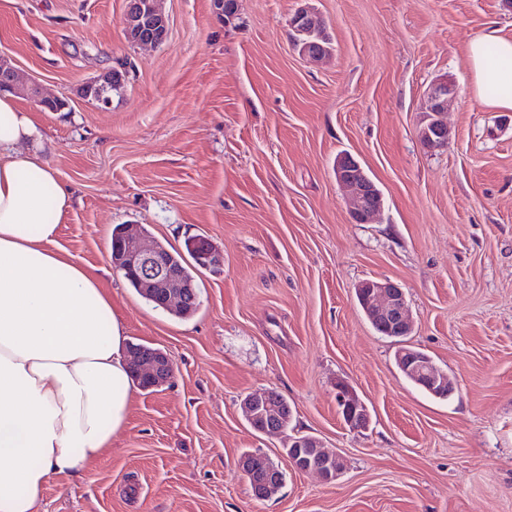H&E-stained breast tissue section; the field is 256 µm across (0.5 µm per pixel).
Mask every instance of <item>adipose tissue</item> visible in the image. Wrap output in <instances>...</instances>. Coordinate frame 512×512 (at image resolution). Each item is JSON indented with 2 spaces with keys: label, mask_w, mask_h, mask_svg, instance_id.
Instances as JSON below:
<instances>
[{
  "label": "adipose tissue",
  "mask_w": 512,
  "mask_h": 512,
  "mask_svg": "<svg viewBox=\"0 0 512 512\" xmlns=\"http://www.w3.org/2000/svg\"><path fill=\"white\" fill-rule=\"evenodd\" d=\"M476 94L512 110V37L469 41ZM39 133L0 94V512H41L55 474L110 448L137 384L123 322L57 240L72 190L35 152Z\"/></svg>",
  "instance_id": "1"
}]
</instances>
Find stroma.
I'll list each match as a JSON object with an SVG mask.
<instances>
[{"instance_id": "35a3bbf8", "label": "stroma", "mask_w": 512, "mask_h": 512, "mask_svg": "<svg viewBox=\"0 0 512 512\" xmlns=\"http://www.w3.org/2000/svg\"><path fill=\"white\" fill-rule=\"evenodd\" d=\"M167 40L124 35V0H0V55L20 84L68 100L17 102L41 157L73 191L58 241L92 269L127 341L169 354L173 378L134 393L122 431L76 473L52 476L43 512H512V113L473 91L467 44L512 34L505 0H161ZM325 22L329 58L292 47L289 19ZM129 77L102 110L84 82ZM457 96L446 147L420 139L438 79ZM354 157L383 208L352 223L334 177ZM184 249L201 235L224 256L200 270L185 320L112 269L116 226ZM405 291L413 331L378 334L356 285ZM418 348L455 385L428 395L395 363ZM370 414L353 430L337 382ZM273 390L292 427L340 453L335 483L288 468L286 438L247 424L241 399ZM285 469L256 499L243 454Z\"/></svg>"}]
</instances>
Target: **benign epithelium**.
<instances>
[{
  "mask_svg": "<svg viewBox=\"0 0 512 512\" xmlns=\"http://www.w3.org/2000/svg\"><path fill=\"white\" fill-rule=\"evenodd\" d=\"M137 16L141 22L132 42L141 47H155L168 37V18L159 7V0H125L124 17ZM126 72L110 69L98 77L85 82L80 95L89 103L108 108L112 105V83L124 81ZM21 92L33 100L40 108L49 112H63L69 109V102L45 92L39 85L19 87L18 76L6 57L0 55V93ZM455 94L454 86L444 80L432 84L428 93L429 108L443 112L448 99ZM360 167V163L349 157L335 166L337 183L346 192L348 211L356 224H370L375 221L382 208V193L368 176L359 180L348 177L346 168ZM195 256L200 267H219L224 257L205 240L198 243ZM113 271L133 277L144 285L147 297L160 307L169 310L194 303L197 295L192 282L167 263L160 249L147 236L138 232L126 231L123 241L112 257ZM356 296L363 311L374 327L383 335L402 338L412 332L408 316V301L403 289L388 280H365L357 285ZM403 368L416 385L446 398L454 392V383L446 372L438 368L431 357L410 349L400 351ZM133 369L137 376L149 382L167 383L174 374V362L160 350H135ZM275 399V391L250 393L240 403V407L251 423H261L270 413ZM336 404L343 422L351 429H364L369 424L366 404L345 382L336 386ZM317 443L309 435L288 437V448L284 449L288 463L298 472L317 475L325 484L336 482L345 472L344 459L339 456L322 458L309 457L305 449Z\"/></svg>",
  "mask_w": 512,
  "mask_h": 512,
  "instance_id": "benign-epithelium-1",
  "label": "benign epithelium"
}]
</instances>
